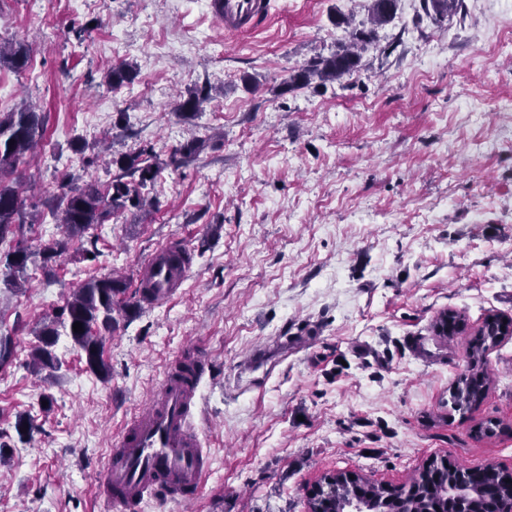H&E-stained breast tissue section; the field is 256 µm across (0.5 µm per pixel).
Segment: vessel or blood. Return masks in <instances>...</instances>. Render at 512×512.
<instances>
[{
	"label": "vessel or blood",
	"mask_w": 512,
	"mask_h": 512,
	"mask_svg": "<svg viewBox=\"0 0 512 512\" xmlns=\"http://www.w3.org/2000/svg\"><path fill=\"white\" fill-rule=\"evenodd\" d=\"M209 5L228 33L258 28L270 10V0H209ZM188 268L174 247L154 253L141 276L142 303L169 297ZM207 363V352L193 348L189 370L166 375L148 410L131 419L112 448L98 485L117 512H138L144 500L159 495L168 501L188 499L199 490L211 462L193 411Z\"/></svg>",
	"instance_id": "obj_1"
}]
</instances>
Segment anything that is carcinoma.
Returning a JSON list of instances; mask_svg holds the SVG:
<instances>
[{"label": "carcinoma", "mask_w": 512, "mask_h": 512, "mask_svg": "<svg viewBox=\"0 0 512 512\" xmlns=\"http://www.w3.org/2000/svg\"><path fill=\"white\" fill-rule=\"evenodd\" d=\"M398 0H371L370 18L363 28H353L348 42L328 57L317 56L297 70L286 89L308 87L314 81L324 84L353 74L360 65L361 52L375 41V29L392 21ZM427 17L437 24L458 13L463 0H420ZM28 62L25 45L5 46L0 43V64L21 70ZM137 76L135 66L123 63L107 74V84L120 88ZM208 99L203 90H192L179 105L183 112H195ZM47 115L24 102L14 112L0 117V268L10 284L20 288L29 282L27 270L46 269L66 252L74 237H84L96 224L129 209H143L147 199L143 189L154 185L164 170L178 169L200 149L195 139L174 148L167 159H160L154 147L112 156L111 164L122 174L112 178L105 188L94 183L79 185L74 177L63 178L56 186L57 205L51 211L55 222L64 228V238L33 250L27 245V234L33 224L26 221L25 201L19 191L18 167L29 162L30 154L42 140ZM130 284L110 274L94 276L83 282L60 312L35 332L38 344L30 352V364L38 370H55L59 359L54 346L60 336L58 327L66 330L75 348L84 356L87 368L101 377L108 376L103 359L106 337L117 328L114 313L129 307ZM82 323V330L73 331V324ZM506 333L501 330L499 315L485 317L477 335L465 350L464 369L450 388L451 408L465 412L478 406L485 398L491 379L485 367L487 351L496 346ZM16 345L13 336L0 334V369L13 364ZM332 501L329 512H346L352 506L363 512H503L512 504V482L493 465L482 467L476 480L470 468L457 465L451 469L436 458L403 485L383 487L359 476L354 480H337L327 494Z\"/></svg>", "instance_id": "obj_1"}]
</instances>
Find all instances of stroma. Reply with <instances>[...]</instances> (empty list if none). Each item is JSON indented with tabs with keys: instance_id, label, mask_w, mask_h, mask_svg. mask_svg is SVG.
<instances>
[{
	"instance_id": "obj_1",
	"label": "stroma",
	"mask_w": 512,
	"mask_h": 512,
	"mask_svg": "<svg viewBox=\"0 0 512 512\" xmlns=\"http://www.w3.org/2000/svg\"><path fill=\"white\" fill-rule=\"evenodd\" d=\"M366 5L271 0L258 29L228 33L207 0H0V39L30 54L21 72L0 65V114L26 101L48 115L20 170L33 247L63 236L50 210L64 175L104 183L109 151L205 143L146 189L150 207L94 227L96 260L76 239L24 291L0 272V334L16 341L0 512H109L95 475L194 344L210 358L197 424L211 471L196 499L140 512H309L327 474L401 485L433 457L512 470V336L486 356L484 401L448 408L485 316L512 317V0H464L440 25L399 0L352 76L284 91ZM122 62L138 74L114 91L103 76ZM194 88L209 99L179 111ZM170 244L192 266L170 299L120 319L109 376L65 335L61 368L30 370L36 323L90 277L138 285ZM448 309L466 327L446 341L431 326ZM490 419L495 435L475 439Z\"/></svg>"
}]
</instances>
